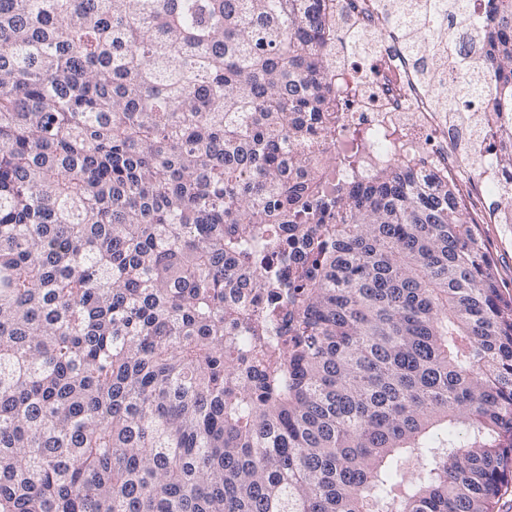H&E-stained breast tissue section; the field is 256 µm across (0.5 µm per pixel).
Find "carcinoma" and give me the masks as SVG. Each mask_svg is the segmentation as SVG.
<instances>
[{
	"label": "carcinoma",
	"mask_w": 512,
	"mask_h": 512,
	"mask_svg": "<svg viewBox=\"0 0 512 512\" xmlns=\"http://www.w3.org/2000/svg\"><path fill=\"white\" fill-rule=\"evenodd\" d=\"M320 2L0 0V512H493L512 301L450 185L319 163Z\"/></svg>",
	"instance_id": "obj_1"
}]
</instances>
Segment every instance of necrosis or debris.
<instances>
[{
  "instance_id": "4bbe7bcc",
  "label": "necrosis or debris",
  "mask_w": 512,
  "mask_h": 512,
  "mask_svg": "<svg viewBox=\"0 0 512 512\" xmlns=\"http://www.w3.org/2000/svg\"><path fill=\"white\" fill-rule=\"evenodd\" d=\"M322 23L335 35L327 50V75L342 115L326 143L327 156L358 147L366 177L409 166L452 185L457 204L474 222L503 223L497 202L512 195V173L495 162L494 146L499 129L512 125V114L486 111L485 97L475 89L459 105L475 112L480 126L458 128L405 57L381 0H332ZM358 44L366 46L369 66L355 61Z\"/></svg>"
}]
</instances>
